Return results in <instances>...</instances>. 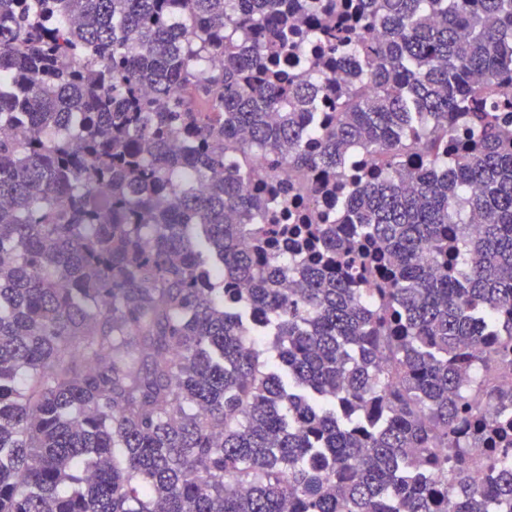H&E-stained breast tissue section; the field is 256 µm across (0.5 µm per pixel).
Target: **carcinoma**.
I'll use <instances>...</instances> for the list:
<instances>
[{"label":"carcinoma","mask_w":512,"mask_h":512,"mask_svg":"<svg viewBox=\"0 0 512 512\" xmlns=\"http://www.w3.org/2000/svg\"><path fill=\"white\" fill-rule=\"evenodd\" d=\"M511 114L512 0H0V512L512 507Z\"/></svg>","instance_id":"obj_1"}]
</instances>
